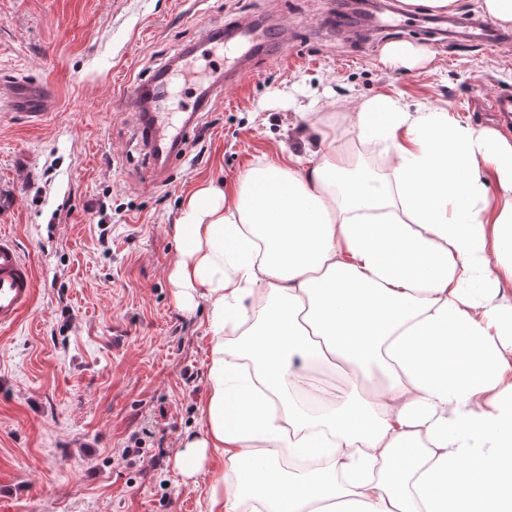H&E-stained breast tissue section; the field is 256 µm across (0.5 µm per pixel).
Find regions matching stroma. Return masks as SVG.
I'll use <instances>...</instances> for the list:
<instances>
[{
  "mask_svg": "<svg viewBox=\"0 0 512 512\" xmlns=\"http://www.w3.org/2000/svg\"><path fill=\"white\" fill-rule=\"evenodd\" d=\"M340 2L0 0V76L52 94L35 123L0 107V234L36 280L0 330V512H204L209 477H182L176 456L200 428L206 311L178 310L168 281L194 189L232 195L259 158L303 153L299 113L338 123L347 101L379 92L490 126L487 100L512 90V43L433 37L419 16L343 41L330 34ZM201 13L269 18L288 43L243 63L160 176L122 90L198 42ZM393 43L417 57L384 62Z\"/></svg>",
  "mask_w": 512,
  "mask_h": 512,
  "instance_id": "obj_1",
  "label": "stroma"
}]
</instances>
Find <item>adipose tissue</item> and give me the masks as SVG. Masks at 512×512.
<instances>
[{
	"mask_svg": "<svg viewBox=\"0 0 512 512\" xmlns=\"http://www.w3.org/2000/svg\"><path fill=\"white\" fill-rule=\"evenodd\" d=\"M344 119L385 179L323 122L185 202L170 281L210 355L178 470L223 458L207 512H512V138L385 93Z\"/></svg>",
	"mask_w": 512,
	"mask_h": 512,
	"instance_id": "adipose-tissue-1",
	"label": "adipose tissue"
}]
</instances>
